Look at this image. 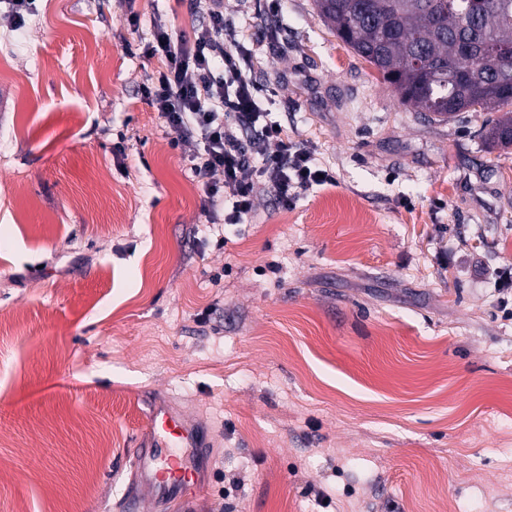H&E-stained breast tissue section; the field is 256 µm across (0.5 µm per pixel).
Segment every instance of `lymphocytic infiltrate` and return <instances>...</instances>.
Returning <instances> with one entry per match:
<instances>
[{
  "instance_id": "1",
  "label": "lymphocytic infiltrate",
  "mask_w": 512,
  "mask_h": 512,
  "mask_svg": "<svg viewBox=\"0 0 512 512\" xmlns=\"http://www.w3.org/2000/svg\"><path fill=\"white\" fill-rule=\"evenodd\" d=\"M205 2V18L190 37L173 38L166 22L155 20L145 52L166 65L143 95L170 131L195 141L192 176L212 213L235 226L252 215L259 193L289 208L335 178L272 119L270 93L251 77L252 50L224 39V0Z\"/></svg>"
}]
</instances>
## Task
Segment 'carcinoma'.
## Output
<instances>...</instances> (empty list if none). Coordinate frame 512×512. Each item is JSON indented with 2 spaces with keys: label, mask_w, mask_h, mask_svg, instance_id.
Listing matches in <instances>:
<instances>
[{
  "label": "carcinoma",
  "mask_w": 512,
  "mask_h": 512,
  "mask_svg": "<svg viewBox=\"0 0 512 512\" xmlns=\"http://www.w3.org/2000/svg\"><path fill=\"white\" fill-rule=\"evenodd\" d=\"M353 52L373 65L404 104L442 120L489 108L491 147L512 146V0H315Z\"/></svg>",
  "instance_id": "cac0c4a2"
}]
</instances>
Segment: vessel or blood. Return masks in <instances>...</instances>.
<instances>
[{
    "label": "vessel or blood",
    "instance_id": "1",
    "mask_svg": "<svg viewBox=\"0 0 512 512\" xmlns=\"http://www.w3.org/2000/svg\"><path fill=\"white\" fill-rule=\"evenodd\" d=\"M147 419V442L129 454L130 477L151 488L155 503L184 500L206 484L209 432L161 401L150 406Z\"/></svg>",
    "mask_w": 512,
    "mask_h": 512
}]
</instances>
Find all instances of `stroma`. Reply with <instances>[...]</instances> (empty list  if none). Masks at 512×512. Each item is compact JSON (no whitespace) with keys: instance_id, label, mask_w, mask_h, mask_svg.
<instances>
[{"instance_id":"35a3bbf8","label":"stroma","mask_w":512,"mask_h":512,"mask_svg":"<svg viewBox=\"0 0 512 512\" xmlns=\"http://www.w3.org/2000/svg\"><path fill=\"white\" fill-rule=\"evenodd\" d=\"M0 19V512H125L149 400L211 435L189 512H512V147L402 104L314 0L252 77L336 178L228 236L141 88L195 0ZM329 502H319V494Z\"/></svg>"}]
</instances>
